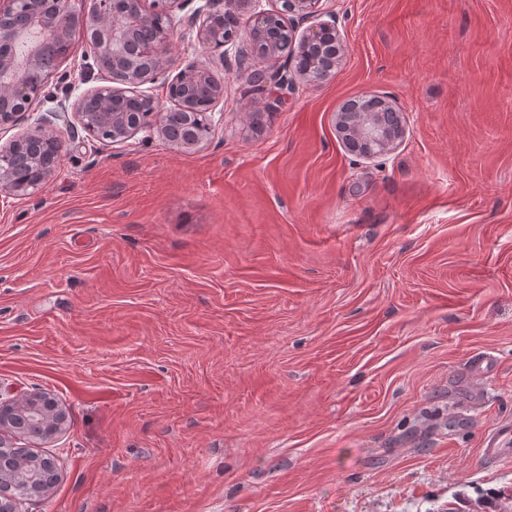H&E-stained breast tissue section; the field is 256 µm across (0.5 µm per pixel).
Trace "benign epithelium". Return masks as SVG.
<instances>
[{"label": "benign epithelium", "instance_id": "1", "mask_svg": "<svg viewBox=\"0 0 512 512\" xmlns=\"http://www.w3.org/2000/svg\"><path fill=\"white\" fill-rule=\"evenodd\" d=\"M0 0V130L14 127L27 112L44 114L31 127L0 143V192L26 195L52 177L65 146L58 122L80 126L97 140L124 144L146 129L156 131L180 152L202 147L207 137L196 133L195 119L212 121L224 100V84L209 65L191 62L170 73L168 48L174 10L189 0ZM262 0H203L188 15L186 25L206 49H224L221 57L246 58L244 47L265 45L260 58L270 83L284 91L296 77L312 82L329 78L337 64L340 34L336 17L322 8L324 0H279L264 9ZM321 21L302 35L287 20ZM89 42L96 66L111 74V84L69 86L54 106L44 107L42 90L69 55L76 37ZM164 77L172 108L143 116L127 107L132 99H147L142 86ZM372 108L337 112L336 128L344 144L365 158L393 153L403 135L401 109L389 98L370 96ZM23 409L38 414L37 424L55 435L65 413L47 397L0 398V446L15 445L16 426L9 417ZM14 483L0 474V512H17V497L6 492Z\"/></svg>", "mask_w": 512, "mask_h": 512}]
</instances>
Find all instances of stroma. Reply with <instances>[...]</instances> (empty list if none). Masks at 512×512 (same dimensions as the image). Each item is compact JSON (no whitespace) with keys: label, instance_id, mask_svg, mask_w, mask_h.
Returning <instances> with one entry per match:
<instances>
[{"label":"stroma","instance_id":"1","mask_svg":"<svg viewBox=\"0 0 512 512\" xmlns=\"http://www.w3.org/2000/svg\"><path fill=\"white\" fill-rule=\"evenodd\" d=\"M346 50L275 110L209 61L224 116L184 153L79 133L0 193V393L66 413L25 512H512V0H329ZM67 83L106 84L75 39ZM390 97L405 134L335 117ZM373 106L364 112H337L336 128L344 144L365 158L393 153L403 135L402 110L389 98L364 97ZM484 462H500L512 456V426L502 425L486 438L484 448H480Z\"/></svg>","mask_w":512,"mask_h":512}]
</instances>
